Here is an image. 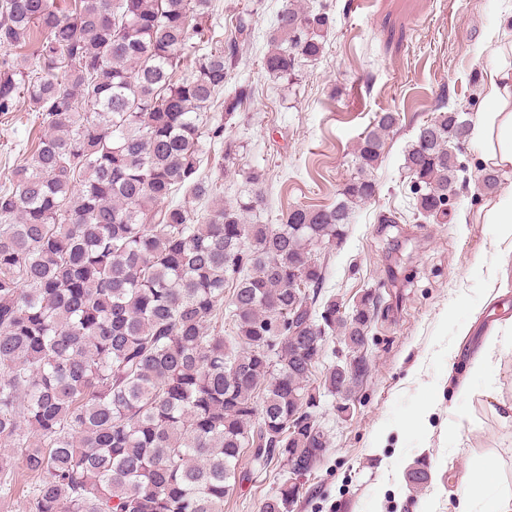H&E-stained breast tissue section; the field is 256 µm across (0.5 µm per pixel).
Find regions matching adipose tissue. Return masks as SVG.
Returning a JSON list of instances; mask_svg holds the SVG:
<instances>
[{
	"label": "adipose tissue",
	"mask_w": 512,
	"mask_h": 512,
	"mask_svg": "<svg viewBox=\"0 0 512 512\" xmlns=\"http://www.w3.org/2000/svg\"><path fill=\"white\" fill-rule=\"evenodd\" d=\"M490 62L485 72L487 108L479 114L474 131L484 161L500 170L512 169V51L496 43L487 49ZM483 512H512V495L499 488L498 467L487 461L467 479L457 512H473L474 504Z\"/></svg>",
	"instance_id": "ef3b65f1"
}]
</instances>
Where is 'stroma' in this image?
<instances>
[{
  "label": "stroma",
  "mask_w": 512,
  "mask_h": 512,
  "mask_svg": "<svg viewBox=\"0 0 512 512\" xmlns=\"http://www.w3.org/2000/svg\"><path fill=\"white\" fill-rule=\"evenodd\" d=\"M257 8L252 43L224 88L248 85L252 95L228 122L226 133L242 150L234 163L201 170L215 180L217 201L235 202L251 169L265 175V205L256 221L278 224L293 205L328 204L357 172L356 144L376 113L398 112L374 172L375 202L356 208L342 244L318 249L326 266L325 291L351 308L364 290L396 293L388 317L373 325L364 353L368 374L348 412L322 397L313 417L328 447L302 485L292 512H455L464 480L485 459H495L503 487L512 489V347H498L492 379L470 376L466 346L482 348L486 336L512 332L496 311L512 307V243L495 238L484 221L490 199L478 184L484 166L476 140L459 159L467 183L449 203L445 224L412 220V183L404 151L420 126L434 117L440 91L450 107L478 117L484 88L482 50L493 38L512 41V0H309L334 19L322 57L302 66L294 86L265 74L261 59L283 0H216L201 48L226 38L245 4ZM46 130L26 103L0 113V186ZM400 212L404 223L382 224ZM484 273H474L477 264ZM469 335H460L461 326ZM469 392H460L462 382ZM428 414H421L424 399ZM426 460L432 478L411 489L405 471ZM244 480L224 502V512H260L263 501L288 476L283 462L266 464L244 449Z\"/></svg>",
  "instance_id": "stroma-1"
}]
</instances>
